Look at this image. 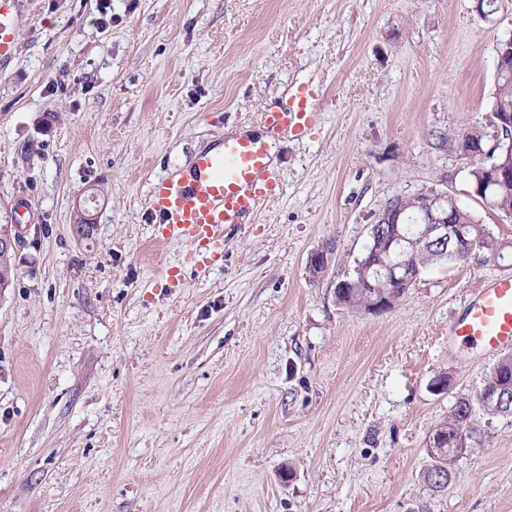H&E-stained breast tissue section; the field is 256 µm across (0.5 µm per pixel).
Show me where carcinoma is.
Listing matches in <instances>:
<instances>
[{
    "label": "carcinoma",
    "mask_w": 512,
    "mask_h": 512,
    "mask_svg": "<svg viewBox=\"0 0 512 512\" xmlns=\"http://www.w3.org/2000/svg\"><path fill=\"white\" fill-rule=\"evenodd\" d=\"M505 107H512V77L497 78V86L491 100V110L497 111ZM477 136V144L482 149L492 148V153H497L512 146V141L504 138L497 146H492L490 133L477 129L474 131ZM486 170L483 164L476 161L468 171V182L471 193H476V188L486 184ZM423 202L422 195L398 198L400 207L399 225H391V228L398 226L412 229L414 236H419L418 223L414 215L419 211V205ZM457 224L466 233V238L473 242V247L465 248L457 253H448L442 256L438 250H429L419 258V264L425 269L448 262L453 264L468 263L472 260L480 261L500 257L505 250V242L499 240L489 225L473 212L460 208L455 214ZM394 260L392 253L382 250L373 252L366 250L357 258L358 264L347 272L345 279L336 284V300L339 304L357 310L365 311L369 307L370 299L376 295V288H386V267ZM500 366L494 367L486 374L482 384L478 387L476 395L486 391H497L505 389L512 393V375L505 370L507 365H512V353L503 355L500 359ZM473 398L459 397L455 400L448 419L435 426L432 437L442 438V444L434 449V455L430 456L431 465L427 471L451 469V465L470 447L473 427Z\"/></svg>",
    "instance_id": "cac0c4a2"
}]
</instances>
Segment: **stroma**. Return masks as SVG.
<instances>
[{"mask_svg":"<svg viewBox=\"0 0 512 512\" xmlns=\"http://www.w3.org/2000/svg\"><path fill=\"white\" fill-rule=\"evenodd\" d=\"M499 4L111 0L105 26L99 0H20L0 219L32 208L0 292V512H512V417L476 408L447 488L423 479L432 430L496 362L450 326L512 255L437 267L379 316L336 301L390 198L436 188L512 241L438 140L489 126ZM292 82L322 98L276 144L279 197L207 268L156 244L151 182L259 130Z\"/></svg>","mask_w":512,"mask_h":512,"instance_id":"1","label":"stroma"}]
</instances>
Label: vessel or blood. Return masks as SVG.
Masks as SVG:
<instances>
[{
    "label": "vessel or blood",
    "instance_id": "vessel-or-blood-1",
    "mask_svg": "<svg viewBox=\"0 0 512 512\" xmlns=\"http://www.w3.org/2000/svg\"><path fill=\"white\" fill-rule=\"evenodd\" d=\"M18 6V0H0V61L13 55ZM315 101L309 86H289L281 104L261 114L268 141L288 134L306 137L317 122ZM280 189L265 145L248 137L214 136L190 164L152 182L154 237L188 244L198 266L208 265L224 255L225 226L242 223L261 203L277 198ZM451 334L492 355L512 350V272L486 278L470 291Z\"/></svg>",
    "mask_w": 512,
    "mask_h": 512
}]
</instances>
